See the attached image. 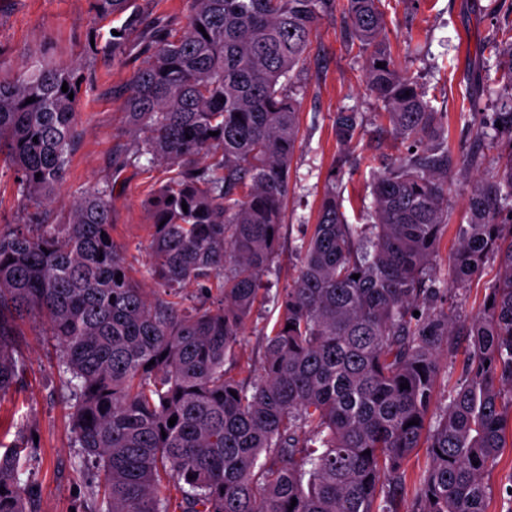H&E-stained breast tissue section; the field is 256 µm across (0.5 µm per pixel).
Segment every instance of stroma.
<instances>
[{
    "label": "stroma",
    "instance_id": "stroma-1",
    "mask_svg": "<svg viewBox=\"0 0 512 512\" xmlns=\"http://www.w3.org/2000/svg\"><path fill=\"white\" fill-rule=\"evenodd\" d=\"M387 17L386 36L399 67L422 84L438 111L448 115V146L453 165L448 195L450 233L444 237L434 262L437 278H450L448 256L456 245L454 226L468 223V195L478 178L502 162L500 142H475L474 132L495 110L488 86L500 69L512 66V55L489 56L482 47L512 35V0H382ZM107 31L108 22L93 23L90 0H0V75L15 73L31 57L51 61L81 57L91 27ZM134 55L116 62L98 61L96 80L79 105V135L70 155L65 182L51 210L65 215L75 198L92 185L113 184L112 237L121 247L131 273L144 288L155 289L145 269L152 240V219L144 206L148 191L166 176L162 164L147 170L115 164L119 145L127 143L125 119L118 90L140 66ZM300 133L291 166L288 204L274 262L265 276L270 292L288 286L297 271L296 246L304 225L315 223L324 184L335 176L337 192L348 223H361L372 201L371 182L385 159L403 152L386 123L375 112L363 60L348 45L339 21H323L309 52L308 66L296 96ZM344 109L364 113L366 125L357 144H337L334 117ZM498 269L488 257L481 272L466 288L441 296L436 310L467 320L477 315ZM276 320L272 304L258 305L226 370L239 380L252 381L264 359V338ZM43 319L26 320L20 327L19 347L25 364L20 388L0 401V429L5 442L37 443L27 462L40 487L39 512H98L89 498L92 472L76 477L81 450L70 434L69 409L63 401L58 359ZM490 489L488 512H512V447L500 449L485 474Z\"/></svg>",
    "mask_w": 512,
    "mask_h": 512
}]
</instances>
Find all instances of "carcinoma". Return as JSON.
Returning <instances> with one entry per match:
<instances>
[{"label":"carcinoma","mask_w":512,"mask_h":512,"mask_svg":"<svg viewBox=\"0 0 512 512\" xmlns=\"http://www.w3.org/2000/svg\"><path fill=\"white\" fill-rule=\"evenodd\" d=\"M131 2L91 0L93 20L122 23L105 41L91 29L80 60L0 76V162L39 227L0 229V399L20 384L19 325L38 316L62 355L72 440L97 469L88 494L107 512H395L418 448L429 464L413 480L417 512H487L485 472L512 438V224L499 220L512 210V96L477 132L506 138L508 153L473 185L451 282L440 283L431 269L449 227L448 113L393 59L381 0H347L343 31L365 56L376 116L410 151L374 178L365 224L347 223L331 172L297 274L273 296L259 378L244 384L224 363L266 300L298 81L339 0H188L179 34ZM134 49L144 56L124 86L134 148L120 146L119 162L167 166L147 199L155 298L112 239L111 184L86 189L62 224L48 214L94 64ZM363 127L362 113H336L342 146ZM490 256L498 278L477 316L427 309ZM187 284L217 289L219 302L185 306ZM457 336L468 349L438 413L440 354ZM31 452L0 439V512H37L38 484L21 465Z\"/></svg>","instance_id":"carcinoma-1"}]
</instances>
